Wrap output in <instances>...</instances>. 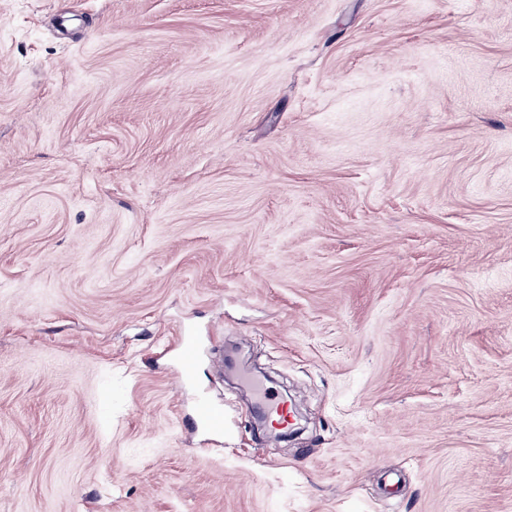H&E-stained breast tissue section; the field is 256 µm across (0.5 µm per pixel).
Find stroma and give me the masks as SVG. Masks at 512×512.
Returning <instances> with one entry per match:
<instances>
[{"instance_id":"35a3bbf8","label":"stroma","mask_w":512,"mask_h":512,"mask_svg":"<svg viewBox=\"0 0 512 512\" xmlns=\"http://www.w3.org/2000/svg\"><path fill=\"white\" fill-rule=\"evenodd\" d=\"M0 512H512V0H0ZM197 416L200 425L209 433L214 435L224 433V414L213 408L207 401L200 400Z\"/></svg>"}]
</instances>
